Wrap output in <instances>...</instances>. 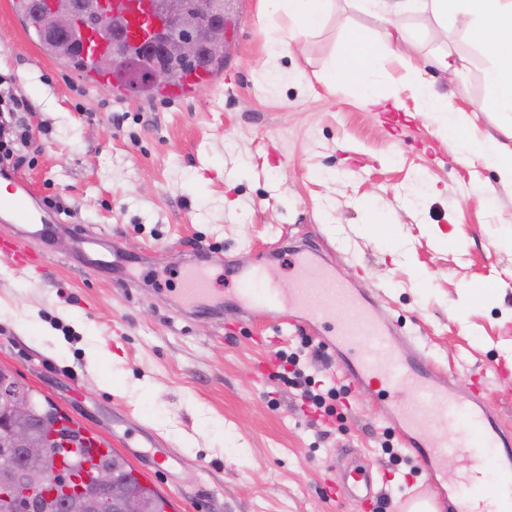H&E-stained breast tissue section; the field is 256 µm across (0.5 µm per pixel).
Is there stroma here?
Returning a JSON list of instances; mask_svg holds the SVG:
<instances>
[{"mask_svg":"<svg viewBox=\"0 0 512 512\" xmlns=\"http://www.w3.org/2000/svg\"><path fill=\"white\" fill-rule=\"evenodd\" d=\"M270 0H229L224 74L186 100L90 90L0 0V79L32 110L17 174L38 200H60L64 229L43 271L0 256V367L48 397L112 450L148 434L179 460L158 481L172 512H360L328 491L348 451L387 473L385 512L456 489L469 457H448L430 485L381 450L408 455L391 407L351 388L330 432L294 390L271 379L277 350L302 335L225 303L222 316L174 304L179 264L211 247L225 267L261 260L280 237L328 251L337 276L412 346V358L466 392L484 373L485 403L512 432V184L451 150L405 82L408 63L448 53L465 74L429 78L464 109L463 137L512 147V120L482 111L493 59L454 21L403 18L409 43L375 61L380 102L330 89L324 72L348 31L377 29L355 0L310 36L275 44ZM389 226L368 232L373 218ZM112 238L113 268L74 255L70 226ZM447 241H438L434 229ZM140 278L121 287L126 269ZM484 290L475 298V290Z\"/></svg>","mask_w":512,"mask_h":512,"instance_id":"obj_1","label":"stroma"}]
</instances>
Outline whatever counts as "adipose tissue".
I'll return each mask as SVG.
<instances>
[{"mask_svg": "<svg viewBox=\"0 0 512 512\" xmlns=\"http://www.w3.org/2000/svg\"><path fill=\"white\" fill-rule=\"evenodd\" d=\"M271 2L274 11L287 16L292 31L313 33L322 26L333 0ZM419 8L440 21L451 18L461 22L471 38L487 48L494 65L485 74L488 95L484 106L512 117V0H376L379 30L349 32L338 62L327 73V86L350 89L363 103H370L375 85L370 60L383 56L392 43L401 41L400 18ZM405 80L418 98L421 111L436 117L453 149L479 155L497 169L502 180L512 182V148L494 140L461 139L460 108L433 92L419 66H410Z\"/></svg>", "mask_w": 512, "mask_h": 512, "instance_id": "ef3b65f1", "label": "adipose tissue"}]
</instances>
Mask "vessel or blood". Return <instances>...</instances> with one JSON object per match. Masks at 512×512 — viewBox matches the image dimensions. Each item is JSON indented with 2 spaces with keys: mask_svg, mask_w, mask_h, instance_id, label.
<instances>
[{
  "mask_svg": "<svg viewBox=\"0 0 512 512\" xmlns=\"http://www.w3.org/2000/svg\"><path fill=\"white\" fill-rule=\"evenodd\" d=\"M80 79L86 87L110 91L113 99L121 97L111 78L98 74L92 66H84ZM211 79L210 72L197 71L181 84L159 88L158 94L170 100H182ZM2 215L16 229L0 235V255L18 268L42 270L49 257L48 249L34 251L27 242L32 236L31 225L44 223L45 218L36 208L27 182L18 178L8 185L6 194L0 196ZM292 268L296 286L292 294L286 295L277 288V274L270 267L254 264L231 268L226 278L233 286L226 291L214 287L215 274L210 267L194 262L182 274L178 301L194 308L205 304L216 309L223 308L228 298L242 308L276 310L297 305L299 312L289 318V325L323 331L327 346L336 352L345 351L343 372L351 383H369L384 392L404 386L415 393L419 409L399 407L394 415L401 421L406 445L420 455L428 474L438 473L446 465L449 453L466 454L474 457L475 462L464 481L474 488L480 484L487 463H494L500 487L499 510L512 512V434L501 430L485 413L479 388L449 398L439 378L417 367L407 354L398 352L391 327L356 300L350 288L337 279L333 266L321 251H297ZM340 303L349 305L352 315L335 327L331 320ZM424 406L439 411L445 431L442 440L426 443L416 438V431L428 425L420 412ZM379 482V477L353 469L337 473L334 489L344 498L374 506L380 496L376 489Z\"/></svg>",
  "mask_w": 512,
  "mask_h": 512,
  "instance_id": "b4317fda",
  "label": "vessel or blood"
}]
</instances>
